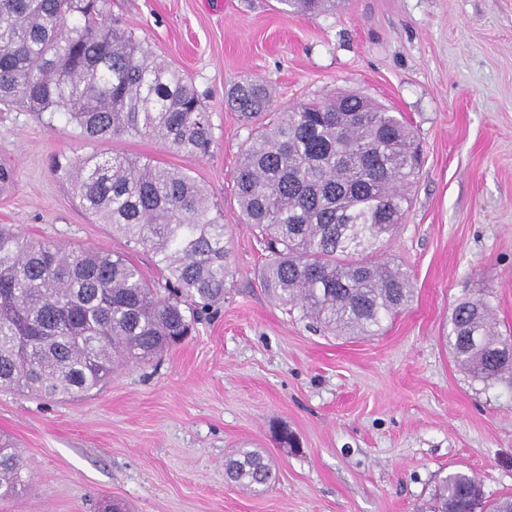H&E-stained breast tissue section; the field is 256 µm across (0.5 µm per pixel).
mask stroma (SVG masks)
<instances>
[{
  "label": "stroma",
  "mask_w": 512,
  "mask_h": 512,
  "mask_svg": "<svg viewBox=\"0 0 512 512\" xmlns=\"http://www.w3.org/2000/svg\"><path fill=\"white\" fill-rule=\"evenodd\" d=\"M107 13L179 67L209 114L203 155L150 138L86 139L60 116L0 106V224L74 250L132 248L74 199L62 167L91 153L186 170L229 226L224 301L160 361L118 371L99 392L49 402L0 392V436L29 472L0 512H420L461 470L485 499L512 495V386L475 380L446 343L455 305L484 297L512 336V0H348L313 19L276 0H109ZM284 107L358 91L410 123L423 165L382 249L411 301L377 336H333L273 302L266 252L242 223L234 177L249 125L226 104L244 76ZM293 438L281 442L282 434ZM249 448L277 479L254 495L226 458Z\"/></svg>",
  "instance_id": "obj_1"
}]
</instances>
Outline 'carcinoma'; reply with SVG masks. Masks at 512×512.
Segmentation results:
<instances>
[{"label":"carcinoma","mask_w":512,"mask_h":512,"mask_svg":"<svg viewBox=\"0 0 512 512\" xmlns=\"http://www.w3.org/2000/svg\"><path fill=\"white\" fill-rule=\"evenodd\" d=\"M308 18L325 0H278ZM105 0H0V103L52 112L90 140L147 137L185 155L205 152L211 124L177 67L112 26ZM231 107L262 119L238 160L235 193L269 258L260 276L278 304L299 308L336 336H376L411 300L406 271L368 250L408 209L421 166L412 128L360 93L270 112L256 81L232 86ZM81 208L151 252L163 283L121 255L73 250L0 226V390L81 398L117 368L146 363L190 335L233 276L227 225L186 171L149 158L90 154L65 168ZM483 298L453 309L448 346L473 378L512 384V339L496 334ZM228 478L259 493L271 463L240 450ZM26 487L17 449L0 443V497ZM429 512H512V496L486 504L475 477L454 472Z\"/></svg>","instance_id":"cac0c4a2"}]
</instances>
